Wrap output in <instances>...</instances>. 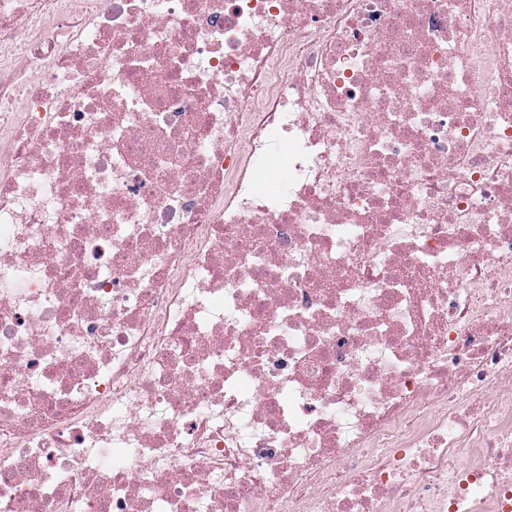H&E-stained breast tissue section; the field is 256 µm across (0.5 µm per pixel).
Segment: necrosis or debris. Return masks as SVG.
Segmentation results:
<instances>
[{
    "instance_id": "obj_1",
    "label": "necrosis or debris",
    "mask_w": 512,
    "mask_h": 512,
    "mask_svg": "<svg viewBox=\"0 0 512 512\" xmlns=\"http://www.w3.org/2000/svg\"><path fill=\"white\" fill-rule=\"evenodd\" d=\"M0 512H512V0H0Z\"/></svg>"
}]
</instances>
